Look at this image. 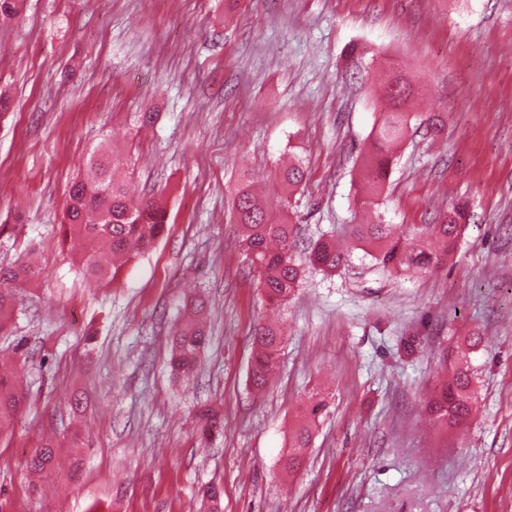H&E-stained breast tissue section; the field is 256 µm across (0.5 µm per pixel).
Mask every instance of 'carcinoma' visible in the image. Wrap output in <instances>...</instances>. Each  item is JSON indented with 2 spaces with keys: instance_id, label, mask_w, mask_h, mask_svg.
<instances>
[{
  "instance_id": "cac0c4a2",
  "label": "carcinoma",
  "mask_w": 512,
  "mask_h": 512,
  "mask_svg": "<svg viewBox=\"0 0 512 512\" xmlns=\"http://www.w3.org/2000/svg\"><path fill=\"white\" fill-rule=\"evenodd\" d=\"M416 91L407 77L388 80L385 88L387 108L370 133L367 149L361 153L362 181L366 189L362 204L371 203L383 190L392 166L395 146L402 141L412 115L408 103ZM448 114L429 112L421 119L427 130L438 135L447 126ZM126 163L102 153L91 164V173L75 182L61 225L63 239L82 240L89 245L79 257V268L92 287L114 280L134 251L150 248L164 231L167 210L155 198L132 203L127 195ZM305 176L300 161L288 163L279 176L285 194L298 187ZM470 211L459 203L440 215L435 224H410L405 237L392 235L388 224H354L352 239L366 246L364 252L389 274L426 273L437 269L455 251L462 227L469 223ZM234 220L241 229V243L248 263L257 273L258 286L265 299L274 305L286 303L297 290L304 267L325 273L334 272L346 260V253L332 237H321L306 249L296 247L298 220L289 202L273 216L252 191L248 174L240 175L235 190ZM38 270L27 262L0 267V334L11 332L18 303L17 289L31 280ZM202 305L190 300L186 315L177 327L171 345L169 366L177 377L189 378L198 369L201 353L208 341L199 315ZM282 332L263 324L253 336L255 356L249 373L250 383L263 388L276 368ZM474 374L466 356L459 355L448 375L436 386L427 402L431 419L447 428L467 422L474 399ZM21 394L12 366L0 361V430L8 427L21 407ZM326 409L322 399L310 396L302 408L288 450L283 456L285 470L301 466L310 447L315 424ZM56 445L45 441L28 461L29 471L41 475L50 471Z\"/></svg>"
}]
</instances>
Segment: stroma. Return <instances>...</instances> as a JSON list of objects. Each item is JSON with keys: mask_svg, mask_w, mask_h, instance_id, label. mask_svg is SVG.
<instances>
[{"mask_svg": "<svg viewBox=\"0 0 512 512\" xmlns=\"http://www.w3.org/2000/svg\"><path fill=\"white\" fill-rule=\"evenodd\" d=\"M418 79L412 125L377 211L430 224L458 201L472 218L448 263L390 275L358 246L265 305L239 246L232 189L247 172L278 201L288 154L304 242L361 223L359 152L383 77ZM0 263L31 259L13 332L25 399L0 433V512H512V0H21L0 19ZM118 151L168 230L110 285L84 282L58 234L86 160ZM207 305L190 382L170 375L187 298ZM286 337L277 374L249 383L257 324ZM476 409L429 423L437 349L471 332ZM320 394L304 466L280 467L298 407ZM83 403L70 425L71 397ZM208 405L224 419L203 436ZM59 466L36 479L43 439Z\"/></svg>", "mask_w": 512, "mask_h": 512, "instance_id": "35a3bbf8", "label": "stroma"}]
</instances>
